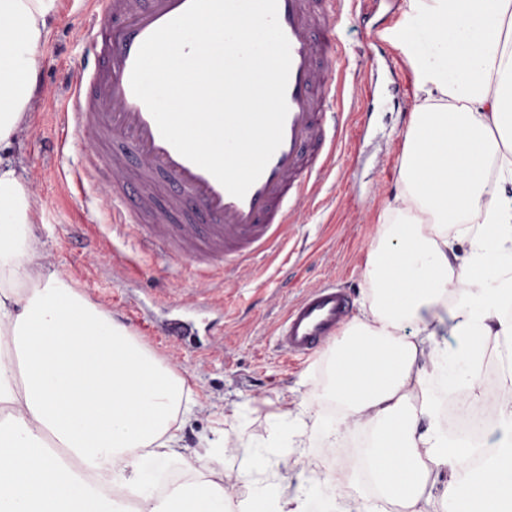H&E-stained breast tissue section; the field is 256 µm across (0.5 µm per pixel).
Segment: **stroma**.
<instances>
[{
    "label": "stroma",
    "instance_id": "obj_1",
    "mask_svg": "<svg viewBox=\"0 0 512 512\" xmlns=\"http://www.w3.org/2000/svg\"><path fill=\"white\" fill-rule=\"evenodd\" d=\"M94 21L85 0H60L42 48L41 109L30 134L13 149L18 171L42 205L32 233L42 245L43 264L64 273L90 302L125 325L183 379L197 401L182 428L178 457L160 467L157 477L168 483L198 480L186 457L201 453L205 439L222 436L226 447L209 463L213 479L233 487V500L257 496L267 477L252 469L251 457L270 453L272 439L282 433L274 415L283 397L329 408L326 355L297 361L277 347L285 310L311 288L332 282L348 291L352 317L360 316L367 299L369 251L380 216L402 189L405 131L421 102L403 45L406 29L416 20L407 0H370L365 13L341 19L343 63L364 88L336 169L315 201L301 207L278 260L270 266L258 263L239 276L225 290L223 306L215 309L210 306L214 290L188 268L140 251L134 240L113 238V253L133 260L121 275H113L112 253L99 244L112 232L108 212L96 192L73 185L82 146L64 139L59 113L83 55L78 32ZM145 307L152 321L141 320ZM170 318L193 323L195 335H167L160 323ZM217 339L224 342L223 352L213 346ZM361 441V431L352 429L334 448L314 435L302 447L277 451L307 477L303 492L310 512L330 508L329 490L312 483V476L330 466L354 469Z\"/></svg>",
    "mask_w": 512,
    "mask_h": 512
}]
</instances>
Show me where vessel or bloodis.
<instances>
[{"label":"vessel or blood","mask_w":512,"mask_h":512,"mask_svg":"<svg viewBox=\"0 0 512 512\" xmlns=\"http://www.w3.org/2000/svg\"><path fill=\"white\" fill-rule=\"evenodd\" d=\"M189 2L90 0L108 23L82 34L87 53L67 88L62 125L92 144L76 169L77 181L107 191L116 234L135 237L141 250H160L202 280L219 276L228 287L239 271L287 242L300 206L319 195L336 166L358 85L341 64L335 24L358 0H277L291 52L288 114L281 145L241 199L162 138L131 88L142 42ZM349 312L344 288L310 289L287 310L279 349L311 357Z\"/></svg>","instance_id":"b4317fda"}]
</instances>
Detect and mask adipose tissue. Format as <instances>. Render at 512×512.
Returning <instances> with one entry per match:
<instances>
[{
	"label": "adipose tissue",
	"instance_id": "ef3b65f1",
	"mask_svg": "<svg viewBox=\"0 0 512 512\" xmlns=\"http://www.w3.org/2000/svg\"><path fill=\"white\" fill-rule=\"evenodd\" d=\"M59 0H0V512H308L286 463L265 498L233 502L212 480L154 494L146 464L176 456L194 413L184 382L103 308L42 262L31 231L41 204L12 148L40 101L41 46ZM419 27L409 57L423 103L411 114L403 189L366 271L369 299L329 348L334 424L284 400L295 438L370 435L364 468L400 512H512V0H408ZM497 178L487 175L488 164ZM457 341L465 366L449 391L484 406L487 348L501 363L490 427L497 446L440 427L437 384ZM331 512H378L333 469Z\"/></svg>",
	"mask_w": 512,
	"mask_h": 512
}]
</instances>
